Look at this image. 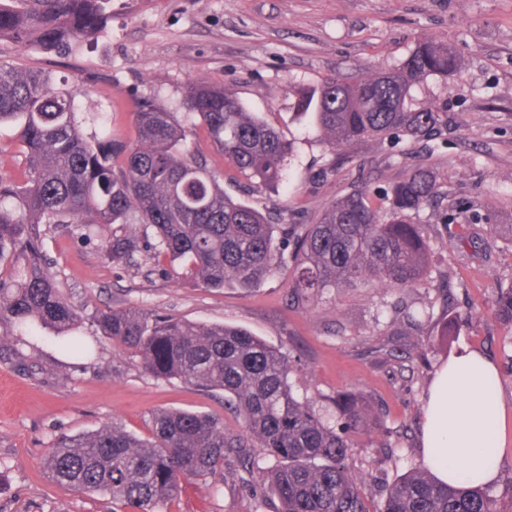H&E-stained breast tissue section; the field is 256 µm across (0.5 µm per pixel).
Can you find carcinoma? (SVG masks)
<instances>
[{
	"label": "carcinoma",
	"instance_id": "obj_1",
	"mask_svg": "<svg viewBox=\"0 0 512 512\" xmlns=\"http://www.w3.org/2000/svg\"><path fill=\"white\" fill-rule=\"evenodd\" d=\"M110 2L0 0V42L63 51L99 33ZM457 66L448 43L424 37L397 68L299 91L298 109L312 115L333 152L372 140L437 139L448 132V110L437 101L417 103L413 92ZM75 98L73 89L40 71L0 63V126L14 128L26 164L22 181L0 176V343L40 327L84 355L80 328L89 323L139 357L149 374L223 391L242 430L230 433L211 415L162 411L148 439L116 423L79 437L61 434L45 459L56 482L106 496L118 508L162 512L180 481L219 477L229 458L243 463L246 449L262 448L274 460L264 489L278 499L279 512H504L466 470H456V485L442 486L426 465L395 480L381 506L370 510L349 466L348 433L371 420L359 400L340 399V427L329 426L294 396L288 357L246 330L77 306L46 250L50 234L63 228L108 266L144 254L164 274L179 264L205 288L249 293L281 267L279 243L292 236L294 304L359 283L413 289L430 274L419 217L441 198L431 168L420 165L394 184L384 209L359 189L315 224H274L225 192L223 174L199 150L200 130L246 179L264 185L282 179L289 144L224 87L189 85L183 112L136 102L138 135L128 144L115 143L105 130L86 132ZM491 311L512 327V282L498 285Z\"/></svg>",
	"mask_w": 512,
	"mask_h": 512
}]
</instances>
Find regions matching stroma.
<instances>
[{"instance_id":"1","label":"stroma","mask_w":512,"mask_h":512,"mask_svg":"<svg viewBox=\"0 0 512 512\" xmlns=\"http://www.w3.org/2000/svg\"><path fill=\"white\" fill-rule=\"evenodd\" d=\"M424 36L447 41L460 60L456 73L417 91L420 101L447 103V135L329 150L298 112L295 89L398 67ZM0 62L49 73L76 89L86 131L105 117L121 143L137 136L132 112L139 99L176 112L190 82L224 86L293 147L276 187L224 182L225 192L278 224L315 223L334 201L362 187L373 205H383L391 185L419 165L433 166L459 221L440 224L432 210L422 212L431 275L414 289L360 284L291 308L288 262L244 295L163 275L141 257L124 268L105 266L61 233L49 253L75 304L136 308L261 337L290 358L297 396L328 424L337 421V399L355 395L372 418L352 438L350 465L373 508L422 461L423 405L435 371L459 348L486 353L506 406L492 493L502 508L512 507V328L491 313L497 283L512 280V236L494 230L512 222V0H112L104 29L66 54L3 43ZM474 214L481 221L469 234L463 224ZM404 306L431 309L433 319L417 328L399 323ZM457 316L465 319L459 332L442 336L444 322ZM84 339L93 356L66 353L43 331L12 337L40 366L37 374L18 370L0 351V512H112L109 498L75 492L48 476L44 458L60 434L115 421L146 438L153 414L167 409L218 416L229 432L242 428L223 392L154 378L93 327H85ZM267 466L264 459L251 470L232 463L220 496L204 481H184L164 512H277L278 500L261 494Z\"/></svg>"}]
</instances>
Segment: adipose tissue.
<instances>
[{
  "instance_id": "ef3b65f1",
  "label": "adipose tissue",
  "mask_w": 512,
  "mask_h": 512,
  "mask_svg": "<svg viewBox=\"0 0 512 512\" xmlns=\"http://www.w3.org/2000/svg\"><path fill=\"white\" fill-rule=\"evenodd\" d=\"M497 375L487 355L468 347L438 371L427 401L422 452L440 481L454 484L459 467L479 484L497 479L504 420Z\"/></svg>"
}]
</instances>
